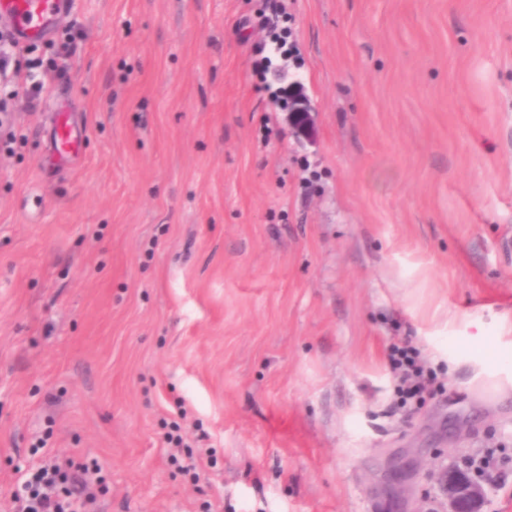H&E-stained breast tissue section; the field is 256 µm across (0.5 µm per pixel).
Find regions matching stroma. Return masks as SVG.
I'll return each mask as SVG.
<instances>
[{
  "label": "stroma",
  "instance_id": "1",
  "mask_svg": "<svg viewBox=\"0 0 512 512\" xmlns=\"http://www.w3.org/2000/svg\"><path fill=\"white\" fill-rule=\"evenodd\" d=\"M22 64L67 75L0 79V512L68 460L95 512H443L488 449L512 512V0H75ZM288 118L290 122L301 132L308 133L312 124L310 107L306 98L295 89L288 103ZM388 361L396 380V392L403 407H411L426 389V376L434 378L420 359L419 351L407 340H398L389 347Z\"/></svg>",
  "mask_w": 512,
  "mask_h": 512
}]
</instances>
